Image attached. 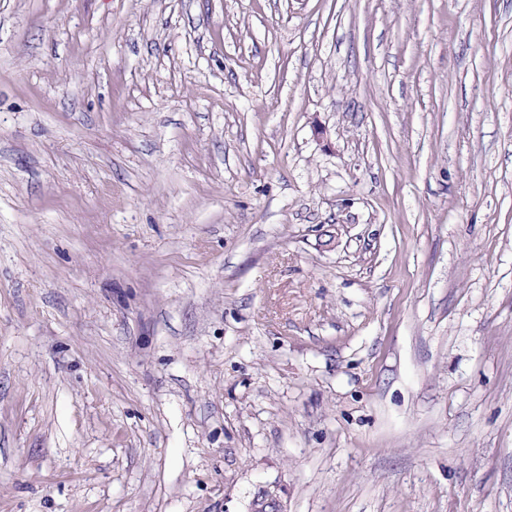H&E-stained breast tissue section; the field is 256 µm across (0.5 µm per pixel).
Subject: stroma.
Wrapping results in <instances>:
<instances>
[{
  "instance_id": "1",
  "label": "stroma",
  "mask_w": 512,
  "mask_h": 512,
  "mask_svg": "<svg viewBox=\"0 0 512 512\" xmlns=\"http://www.w3.org/2000/svg\"><path fill=\"white\" fill-rule=\"evenodd\" d=\"M0 512H512V0H0Z\"/></svg>"
}]
</instances>
